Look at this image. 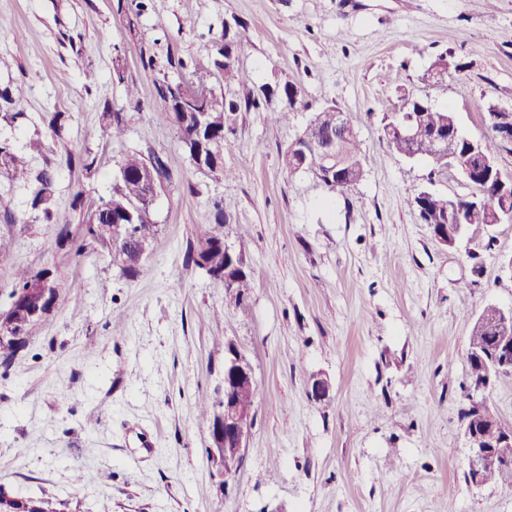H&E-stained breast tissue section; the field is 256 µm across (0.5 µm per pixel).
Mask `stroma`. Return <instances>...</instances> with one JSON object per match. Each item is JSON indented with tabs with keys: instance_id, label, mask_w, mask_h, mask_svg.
I'll use <instances>...</instances> for the list:
<instances>
[{
	"instance_id": "35a3bbf8",
	"label": "stroma",
	"mask_w": 512,
	"mask_h": 512,
	"mask_svg": "<svg viewBox=\"0 0 512 512\" xmlns=\"http://www.w3.org/2000/svg\"><path fill=\"white\" fill-rule=\"evenodd\" d=\"M145 2L0 0V91L24 90L0 144L41 139L31 165L54 176L45 213L31 209L30 184L0 176L12 200L0 307L21 268L69 286L0 364V489L45 490L70 512H512V489L467 482L461 419L474 321L486 305L512 307V223L440 244L414 197L472 187L456 169L394 155L382 132L414 96L454 112L467 137H490L487 108L512 112V0ZM229 24L243 85L213 65ZM440 59L448 74L435 84L427 71ZM197 69L215 96L258 102L224 126L226 179L196 170L170 116L152 109L159 85ZM288 86L294 110L274 122ZM328 107L355 114L367 158L343 192L284 162ZM109 112L123 116L122 137L107 136ZM133 151L161 156L169 179L129 277L83 248L74 199L108 196ZM218 209L253 271L241 309L188 259ZM230 343L257 388L243 466L226 485L196 405L219 397ZM316 378L330 387L320 401L308 393Z\"/></svg>"
}]
</instances>
